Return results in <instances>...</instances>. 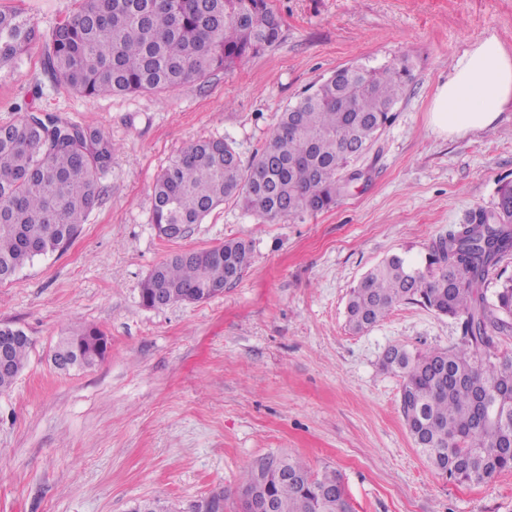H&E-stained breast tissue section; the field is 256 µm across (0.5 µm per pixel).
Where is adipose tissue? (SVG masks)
I'll return each mask as SVG.
<instances>
[{
  "instance_id": "ef3b65f1",
  "label": "adipose tissue",
  "mask_w": 512,
  "mask_h": 512,
  "mask_svg": "<svg viewBox=\"0 0 512 512\" xmlns=\"http://www.w3.org/2000/svg\"><path fill=\"white\" fill-rule=\"evenodd\" d=\"M511 103L512 54L491 35L456 60L452 77L435 94L431 123L447 135L481 131Z\"/></svg>"
}]
</instances>
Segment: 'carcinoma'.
Returning a JSON list of instances; mask_svg holds the SVG:
<instances>
[{
  "label": "carcinoma",
  "instance_id": "obj_1",
  "mask_svg": "<svg viewBox=\"0 0 512 512\" xmlns=\"http://www.w3.org/2000/svg\"><path fill=\"white\" fill-rule=\"evenodd\" d=\"M76 8L42 32L16 10H0V65L36 43L53 83L82 96L173 90L230 68L277 43L281 19L268 0H76ZM325 80L281 112L261 151L245 165L230 144L199 139L157 176L152 224L173 240V224H200L226 200L269 222L336 206L351 183L352 163L391 121L410 80L405 65L364 67ZM116 146L90 127L41 113L0 125V284L37 256L64 249L101 193L100 177ZM512 254V182L494 206L472 212L428 247L417 265L392 254L351 288L347 324L358 333L396 305L424 306L461 323V343L425 352L389 347L381 367L401 380L399 408L416 446L440 475L481 484L512 471V359L482 358L498 336L512 335V277L494 298L485 285ZM244 240L187 250L157 264L141 295L191 304L203 288H230L250 267ZM92 328L70 329L56 345L67 371L102 361L107 349ZM30 339L11 345L0 391L26 366ZM241 505L263 497L275 512H352L334 471L312 473L293 457L268 454L245 473Z\"/></svg>",
  "mask_w": 512,
  "mask_h": 512
}]
</instances>
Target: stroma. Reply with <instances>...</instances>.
Wrapping results in <instances>:
<instances>
[{"label": "stroma", "instance_id": "obj_1", "mask_svg": "<svg viewBox=\"0 0 512 512\" xmlns=\"http://www.w3.org/2000/svg\"><path fill=\"white\" fill-rule=\"evenodd\" d=\"M279 42L178 89L88 98L53 84L34 44L0 66V124L27 112L101 130L117 144L103 195L66 250L36 257L0 285V325L31 340L0 392V512H167L227 490L269 453L340 474L354 512H512V472L481 485L440 477L399 410L385 350L448 348L457 319L415 303L375 327L346 325L350 289L398 253L422 263L450 225L492 208L512 181V107L487 130L438 134L437 87L489 35L512 52V0H269ZM74 0H0L52 29ZM407 62L411 79L389 126L356 161L363 172L330 210L277 224L228 200L174 242L151 222L152 186L170 157L204 138L259 152L286 106L350 65ZM229 239L252 264L224 293L149 309L140 286L173 253ZM102 330L97 365L51 359L72 324Z\"/></svg>", "mask_w": 512, "mask_h": 512}]
</instances>
